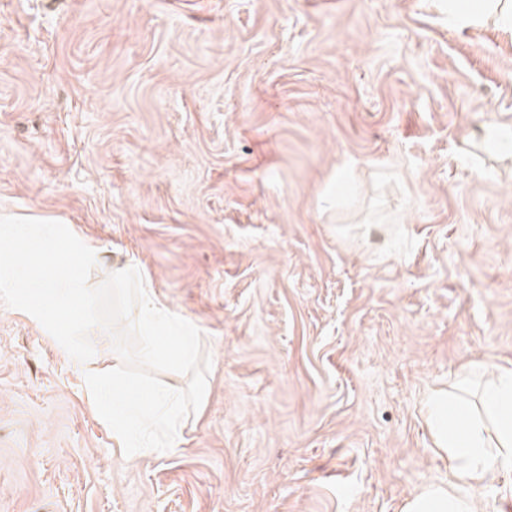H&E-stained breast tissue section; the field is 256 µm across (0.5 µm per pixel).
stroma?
I'll return each mask as SVG.
<instances>
[{"label": "stroma", "instance_id": "1", "mask_svg": "<svg viewBox=\"0 0 512 512\" xmlns=\"http://www.w3.org/2000/svg\"><path fill=\"white\" fill-rule=\"evenodd\" d=\"M0 216L139 268L210 357L125 455L0 304V512H402L450 479L425 403L512 370V33L440 0H0ZM351 176L336 202L324 194ZM512 512V468L475 496Z\"/></svg>", "mask_w": 512, "mask_h": 512}]
</instances>
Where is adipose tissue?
<instances>
[{"mask_svg":"<svg viewBox=\"0 0 512 512\" xmlns=\"http://www.w3.org/2000/svg\"><path fill=\"white\" fill-rule=\"evenodd\" d=\"M489 21L512 26V0H448L449 25L466 28ZM482 403L483 411L476 412L451 393L430 397L428 427L452 480L424 486L404 512H473L487 477L512 467V371L493 377Z\"/></svg>","mask_w":512,"mask_h":512,"instance_id":"obj_1","label":"adipose tissue"}]
</instances>
